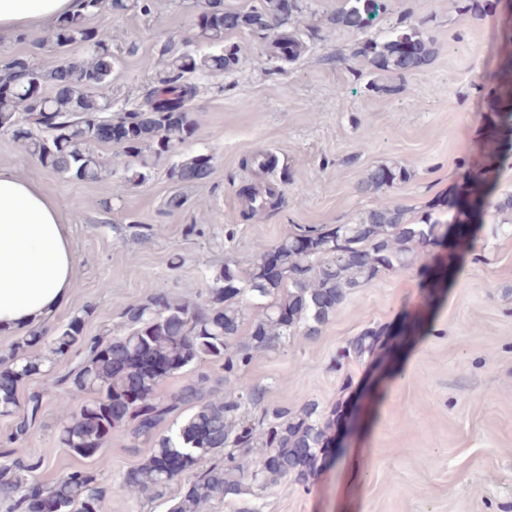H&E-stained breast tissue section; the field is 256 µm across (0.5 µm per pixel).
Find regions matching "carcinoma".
<instances>
[{
	"instance_id": "carcinoma-1",
	"label": "carcinoma",
	"mask_w": 512,
	"mask_h": 512,
	"mask_svg": "<svg viewBox=\"0 0 512 512\" xmlns=\"http://www.w3.org/2000/svg\"><path fill=\"white\" fill-rule=\"evenodd\" d=\"M381 9V0H347L330 21L338 27L364 30ZM285 15L283 0L237 16V26L268 40V52L280 61L300 55L293 36L270 34L274 21ZM224 8L208 0L201 24L189 41L224 45ZM58 64L36 67L23 57L0 64V132L20 143L21 158H36L65 178L97 181L103 162L100 144L115 143L126 157L127 182L146 180L151 161L171 157L195 133L189 112L198 86L193 77L222 71L233 62L224 53L194 55L164 46L168 76L145 94V108L112 110V52L107 30L85 25L82 14L57 22L49 36ZM91 47L89 59L74 61L68 48ZM431 42L415 31H395L385 40L370 41L365 52L382 70L401 75L420 66L430 55ZM53 94L45 93L46 86ZM210 164L193 156L172 167L179 181H202ZM406 172L379 166L358 189L375 192L404 182ZM486 177L470 176L457 200L455 222L428 214L410 221L400 207L381 206L329 229L299 225L273 247L278 272L266 264L268 250L257 249L241 269L226 262L206 277V295L194 303L155 293L125 309L120 333L89 336L85 310L47 337L43 328H30L0 355V416L16 419L12 439L21 441L39 414L43 398L31 394L25 403L18 386L32 376L49 386H63L57 400L60 444L90 459V468L77 467L56 481L43 484L38 497L26 495L36 482L32 473L45 466L41 457L19 459L0 454V493L12 502L11 512H102L112 486L99 481L110 459L104 448L117 435L132 448L151 447L149 454L122 478L120 488L148 493L152 498L189 474L183 491L169 500L167 512H201L215 499L238 500V512H259L241 498L245 485L264 491L280 478L304 487L318 469L319 452L327 447L333 416L318 403L294 410L285 402L267 400L268 388L244 381L256 354L279 349L299 334L317 336L348 295L380 276L414 267L420 250L440 238L449 226L463 236L462 217L475 213L471 189ZM379 334L367 328L351 339L336 357L337 367L374 354ZM83 357L74 371L59 376L58 358L72 350ZM158 356L162 368L147 372L142 358ZM182 374V385L163 388L168 377ZM224 395L215 396L217 386Z\"/></svg>"
}]
</instances>
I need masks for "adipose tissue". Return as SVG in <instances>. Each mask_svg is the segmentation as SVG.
<instances>
[{"label":"adipose tissue","mask_w":512,"mask_h":512,"mask_svg":"<svg viewBox=\"0 0 512 512\" xmlns=\"http://www.w3.org/2000/svg\"><path fill=\"white\" fill-rule=\"evenodd\" d=\"M79 0H0V35L38 31ZM71 230L36 181L0 167V333L37 326L75 286Z\"/></svg>","instance_id":"1"}]
</instances>
